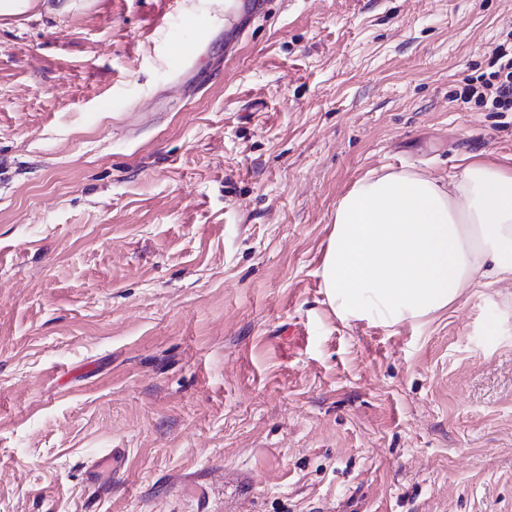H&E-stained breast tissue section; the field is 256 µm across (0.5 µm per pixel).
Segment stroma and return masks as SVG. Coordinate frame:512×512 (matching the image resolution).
Segmentation results:
<instances>
[{
	"label": "stroma",
	"mask_w": 512,
	"mask_h": 512,
	"mask_svg": "<svg viewBox=\"0 0 512 512\" xmlns=\"http://www.w3.org/2000/svg\"><path fill=\"white\" fill-rule=\"evenodd\" d=\"M510 30L269 0L229 61L224 0L0 18V512H512V280L385 326L320 276L359 178L512 159L453 99Z\"/></svg>",
	"instance_id": "35a3bbf8"
}]
</instances>
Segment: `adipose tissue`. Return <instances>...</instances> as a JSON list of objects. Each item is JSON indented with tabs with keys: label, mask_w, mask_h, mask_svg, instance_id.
Here are the masks:
<instances>
[{
	"label": "adipose tissue",
	"mask_w": 512,
	"mask_h": 512,
	"mask_svg": "<svg viewBox=\"0 0 512 512\" xmlns=\"http://www.w3.org/2000/svg\"><path fill=\"white\" fill-rule=\"evenodd\" d=\"M337 317L420 323L487 278L512 279V166L472 160L443 184L374 172L336 203L321 268Z\"/></svg>",
	"instance_id": "adipose-tissue-1"
}]
</instances>
